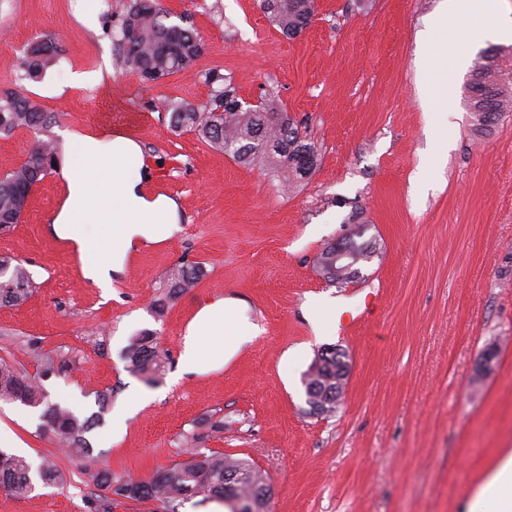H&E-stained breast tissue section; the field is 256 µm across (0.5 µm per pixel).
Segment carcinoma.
<instances>
[{
	"label": "carcinoma",
	"instance_id": "1",
	"mask_svg": "<svg viewBox=\"0 0 512 512\" xmlns=\"http://www.w3.org/2000/svg\"><path fill=\"white\" fill-rule=\"evenodd\" d=\"M260 8L272 26L284 36L294 38L311 24L317 5L316 0H261ZM171 17L162 0H127L112 27L120 67L144 82H155L192 67L203 52V44L192 29L170 22ZM59 55L56 42H36L25 52L22 78L31 82L41 80L57 63ZM205 83L210 87V96L203 105L183 99H171L165 104L173 132H195L241 166L261 163L268 174L290 188L316 169L315 146L276 97L266 95L260 104L248 107L232 78L218 70L206 73ZM511 84L492 55L485 56V61L475 67L468 88L475 127H486L512 109ZM59 117L60 113L44 111L36 100L23 94L0 95V133L9 134L18 128L44 133ZM57 161V143L48 136L32 144L24 166L0 175L1 234L10 231L13 222L20 219L34 185L55 172L53 164ZM359 236L361 229L357 226L343 243L355 260L367 262L371 250L356 241ZM198 281L197 267L176 263L168 271L163 297L153 304L154 312L163 314L169 302L195 287ZM35 288L33 274L22 262L0 257L1 307L25 303ZM345 358L343 353L336 354V347H323L303 374L306 404L311 413L332 414L340 406L345 388L340 372ZM124 359L129 371L147 385L155 384L169 363V356L158 347L153 332L133 337ZM73 363L70 355L42 352L39 372L31 376L13 364L0 362V401L42 409L44 430L65 448L68 459L95 488L87 499L88 512H113L121 499L153 504L157 512H179L185 502L195 498L201 504L219 500L229 509L232 500L245 499L252 501V512H267L272 486L261 470L246 459L200 448L211 434L224 432V419L212 415L194 420L192 429L180 435L181 454L186 460L142 480L112 469L105 452L94 448L89 439L95 429L105 424L112 394L97 396L98 410L84 416L50 402L43 384L47 377L70 371ZM37 480L45 486L57 485L63 474L51 458L34 464L22 455L0 449L1 489L24 496L35 490Z\"/></svg>",
	"mask_w": 512,
	"mask_h": 512
}]
</instances>
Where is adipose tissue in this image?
Masks as SVG:
<instances>
[{"label":"adipose tissue","instance_id":"obj_1","mask_svg":"<svg viewBox=\"0 0 512 512\" xmlns=\"http://www.w3.org/2000/svg\"><path fill=\"white\" fill-rule=\"evenodd\" d=\"M143 163L139 144L129 137L69 139L60 169L63 197L52 223L58 237L76 245L84 277L99 286H108L110 271L123 268L134 245L166 240L179 221L175 200L149 194L144 179L131 176V169ZM232 312V306L218 301L197 313L180 355L184 372H198L208 361H228L245 343ZM464 512H512L511 451L496 458L467 497Z\"/></svg>","mask_w":512,"mask_h":512}]
</instances>
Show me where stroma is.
Returning <instances> with one entry per match:
<instances>
[{
  "label": "stroma",
  "mask_w": 512,
  "mask_h": 512,
  "mask_svg": "<svg viewBox=\"0 0 512 512\" xmlns=\"http://www.w3.org/2000/svg\"><path fill=\"white\" fill-rule=\"evenodd\" d=\"M123 3L101 0L91 30L85 0H0V93L60 113L55 140L138 141L149 190L178 202L180 222L99 287L52 229L64 188L59 174L47 177L0 235V257L25 261L37 283L26 303L0 308V361L33 373L39 351H75L77 368L45 381L49 399L89 413L97 393L111 391L125 424L91 442L136 479L179 461V435L212 414L224 431L206 448L266 474L269 512H462L496 453L512 450V111L476 130L471 69L452 73L435 97L427 75L448 38L472 62L496 51L512 73V38L464 18L440 29L442 0H317L312 24L292 39L260 0H163L205 50L192 68L145 84L115 64L107 15ZM46 36L60 60L41 81L21 80L25 49ZM211 69L232 75L244 100L275 95L305 127L318 162L294 192L263 166L170 131L163 103L206 102ZM354 214L373 256L359 282L340 288L319 274L317 257ZM179 262L201 267L200 280L156 315L152 303ZM378 285L355 325L340 321L322 336L305 316L320 299L355 307ZM219 300L239 304L252 341L222 368L181 372L189 324ZM145 330L170 357L152 387L121 357ZM326 345L344 349L352 368L343 404L316 416L302 376ZM491 346L493 371L478 378ZM0 423L24 456L55 457L64 476L25 497L0 489V512H87L85 477L42 431L39 410L0 402Z\"/></svg>",
  "instance_id": "1"
}]
</instances>
